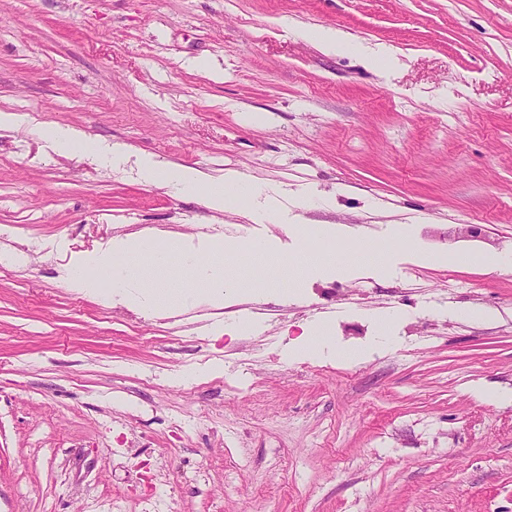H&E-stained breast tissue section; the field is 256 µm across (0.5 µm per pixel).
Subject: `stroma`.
Instances as JSON below:
<instances>
[{"mask_svg": "<svg viewBox=\"0 0 512 512\" xmlns=\"http://www.w3.org/2000/svg\"><path fill=\"white\" fill-rule=\"evenodd\" d=\"M0 110L38 123L0 131V512H512V0H0ZM143 154L287 190L289 221L149 183ZM302 223L392 243L391 273L289 266ZM215 225L272 242L225 258L232 297L155 316L67 277ZM322 324L363 359L285 356ZM307 36L325 53L342 51L347 47L348 43L347 37L342 32L333 29L314 30Z\"/></svg>", "mask_w": 512, "mask_h": 512, "instance_id": "1", "label": "stroma"}]
</instances>
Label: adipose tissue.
Returning <instances> with one entry per match:
<instances>
[{
    "instance_id": "obj_1",
    "label": "adipose tissue",
    "mask_w": 512,
    "mask_h": 512,
    "mask_svg": "<svg viewBox=\"0 0 512 512\" xmlns=\"http://www.w3.org/2000/svg\"><path fill=\"white\" fill-rule=\"evenodd\" d=\"M138 167L146 180L174 183L201 194L216 212L262 198L259 186L248 183L232 170L213 180L189 167L165 166L149 155L139 157ZM234 250L230 244L224 248L215 246L194 251L182 248L175 252L161 245L159 237L134 234L113 240L108 250L76 263L70 279L76 287L88 290L98 288L100 281H107L115 295L157 315L168 305L167 292L173 284L169 271L174 266L185 279L205 283L214 297L233 294V287L224 282V255ZM388 253L387 245L362 238L353 247L350 258L333 253L324 255L315 271L322 276L381 273L386 269Z\"/></svg>"
}]
</instances>
